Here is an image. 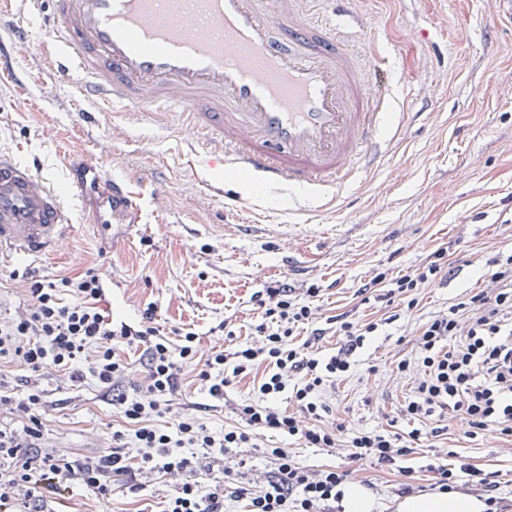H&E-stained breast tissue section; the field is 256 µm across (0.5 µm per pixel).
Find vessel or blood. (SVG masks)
<instances>
[{
    "mask_svg": "<svg viewBox=\"0 0 512 512\" xmlns=\"http://www.w3.org/2000/svg\"><path fill=\"white\" fill-rule=\"evenodd\" d=\"M51 36L49 66L81 77L85 98L181 110L213 162L263 186L337 190L359 161L381 156L380 77L311 0H29ZM74 197L99 199L91 224L125 223L138 207L125 183L83 160ZM69 211L30 166L0 154V263L63 247Z\"/></svg>",
    "mask_w": 512,
    "mask_h": 512,
    "instance_id": "vessel-or-blood-1",
    "label": "vessel or blood"
}]
</instances>
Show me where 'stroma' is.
Instances as JSON below:
<instances>
[{
  "instance_id": "1",
  "label": "stroma",
  "mask_w": 512,
  "mask_h": 512,
  "mask_svg": "<svg viewBox=\"0 0 512 512\" xmlns=\"http://www.w3.org/2000/svg\"><path fill=\"white\" fill-rule=\"evenodd\" d=\"M314 9L335 23L357 50L364 69L374 55L388 61L397 106L381 125L383 156L377 167L349 183L334 204L298 188H264L245 175L209 167L200 144L183 132V117L108 109L85 99L73 72L48 70L42 46L48 34L27 0H12L0 13V40L25 36L28 49L15 55L12 75L0 73V149L35 165L64 198L71 222L66 244L53 255L20 256L0 265V323L27 309V269L46 280L87 271L110 276L114 286L100 306L129 324L146 308L156 311L161 334L189 329L199 357L231 350L233 340L215 333L228 322L245 338L255 318L252 295L273 281L295 288L324 287L323 315L355 311L380 321L353 372L322 399L325 422L348 430L387 428L412 385L397 373L398 360L414 359L418 326L449 302L486 288L484 262L491 251L512 250V0H351L336 12L330 0ZM88 158L115 180L130 181L140 194L137 221L100 226L85 221L92 201L76 200L68 166ZM223 179L233 200L206 189ZM291 252H283V241ZM448 248L451 272L420 289L419 306L382 324L379 305L362 303L355 291L376 268L390 276ZM236 337V338H237ZM198 366H184L174 413L162 429L177 425L178 409L192 408L211 432L239 425L230 409L209 407ZM45 405L46 440L80 459L105 454L112 433L130 427L104 400L94 379L78 385L46 376L39 382ZM447 456L419 443L389 467L353 461L335 450L308 448L279 436L270 446L291 447L299 466L347 471V482L394 512L400 488L429 490L430 463L464 461L498 481L503 512H512V450L495 431L464 438V421L446 417ZM206 466L240 469V484L262 485L272 463L261 449L205 458ZM172 485L157 478L140 492L114 482L103 502L83 494L59 504V512H161Z\"/></svg>"
}]
</instances>
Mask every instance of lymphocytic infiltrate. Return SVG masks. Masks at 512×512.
<instances>
[{"instance_id":"f902f5d3","label":"lymphocytic infiltrate","mask_w":512,"mask_h":512,"mask_svg":"<svg viewBox=\"0 0 512 512\" xmlns=\"http://www.w3.org/2000/svg\"><path fill=\"white\" fill-rule=\"evenodd\" d=\"M447 255V249L436 250L392 278L377 273L362 290L374 293L376 301L387 306L415 309L418 290L437 281ZM486 265L491 289L462 295L446 310L430 316L416 331L415 360L403 359L396 365L401 373L413 366L421 372L399 409L400 416L414 424L406 434L377 429L349 432L341 424L322 426L327 407L319 399V390L353 371L354 353L379 325L346 313L322 317L314 304L321 286L312 284L299 291L273 283L256 292L252 340L241 341L230 353L212 352L201 361L194 347L195 332L182 333L176 340L161 335L154 325V308L144 309L135 326L101 311L97 303L104 290L96 274L56 284L42 280L37 271H27L31 303L0 328V406L21 419L20 428L0 430V512H49V504L78 487L104 501L112 495L113 477H125L129 490L135 492L144 490L147 479L159 474L175 481L163 512H224L228 497L246 500L247 512H340L344 473L298 466L289 449H271L276 471L254 493L236 485L232 469L204 477L193 460L201 451L225 455L251 444L257 436L275 433L309 448H341L349 459L390 466L408 455V441L419 440L418 422L443 412L461 416L468 439L490 429L512 439V253L498 252ZM65 291L70 301L62 300ZM306 327L316 339L328 331L341 336L336 353L326 359L301 356L294 341ZM115 340L141 349L146 367L143 381H131L130 365L121 363L111 348ZM195 362L201 365L198 376L204 392L219 402L232 377L255 365L267 366L257 387L258 402L230 406L241 427L219 437L188 412L175 430L154 425V418L172 410L183 365ZM17 366L28 373L27 394L19 400L6 393ZM45 375L73 383L93 377L100 392L111 396L113 407L132 426L133 437L113 432L112 450L94 459L42 452L44 392L38 380ZM285 392L293 409L277 404ZM130 442L139 450V464H132L125 451ZM434 472L435 489L449 491L459 480H466L485 492L486 512H495L496 484L487 474L466 463L456 469L440 465Z\"/></svg>"}]
</instances>
